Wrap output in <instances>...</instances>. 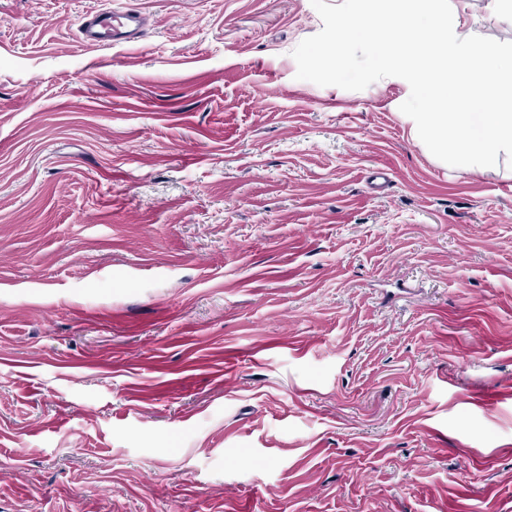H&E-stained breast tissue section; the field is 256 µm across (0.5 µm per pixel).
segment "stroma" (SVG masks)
<instances>
[{
    "label": "stroma",
    "instance_id": "obj_1",
    "mask_svg": "<svg viewBox=\"0 0 512 512\" xmlns=\"http://www.w3.org/2000/svg\"><path fill=\"white\" fill-rule=\"evenodd\" d=\"M322 26L0 0V512H512V168L297 79ZM146 25L147 18L139 11H109L88 16L79 32L88 44L112 46L139 37Z\"/></svg>",
    "mask_w": 512,
    "mask_h": 512
}]
</instances>
